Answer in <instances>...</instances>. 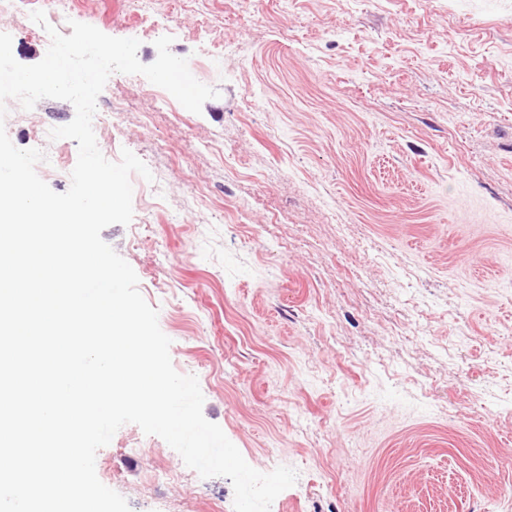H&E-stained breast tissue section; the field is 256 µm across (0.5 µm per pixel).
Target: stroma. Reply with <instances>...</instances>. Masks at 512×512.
Here are the masks:
<instances>
[{"label": "stroma", "instance_id": "obj_1", "mask_svg": "<svg viewBox=\"0 0 512 512\" xmlns=\"http://www.w3.org/2000/svg\"><path fill=\"white\" fill-rule=\"evenodd\" d=\"M46 19L155 42L216 88L201 113L112 74L102 154L133 218L101 233L158 312L176 371L246 462L294 468L277 512H499L512 494V0H80ZM14 58L47 32L0 13ZM75 116L9 108L11 142ZM131 512H231L126 424L96 455Z\"/></svg>", "mask_w": 512, "mask_h": 512}]
</instances>
